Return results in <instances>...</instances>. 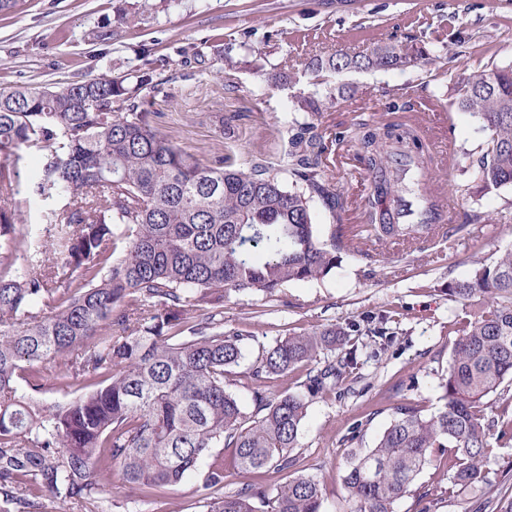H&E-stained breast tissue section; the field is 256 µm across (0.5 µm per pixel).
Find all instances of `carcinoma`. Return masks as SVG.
Segmentation results:
<instances>
[{"instance_id":"obj_1","label":"carcinoma","mask_w":512,"mask_h":512,"mask_svg":"<svg viewBox=\"0 0 512 512\" xmlns=\"http://www.w3.org/2000/svg\"><path fill=\"white\" fill-rule=\"evenodd\" d=\"M426 56L400 43L367 55L310 57L309 79L322 91L299 102L287 153L293 189L263 159L245 170L214 168L158 133L151 101L141 95L146 87L161 91L148 71L134 75L132 86L102 75L0 90V512H38L32 488L68 512H84L114 469L151 497L196 473L215 448L231 449L248 481L208 502L207 512H322L314 475L297 470L271 488L255 480L295 465L309 404L354 373L362 350L390 346L392 332L378 318L367 321L360 344L331 326L260 346L245 375L257 407L251 419L226 384L245 348L244 334L224 330V296L272 298L290 282L326 276L343 253L374 261L359 240L428 238L421 200L412 224L357 232L342 223L343 199L319 131L324 113L355 100L332 86V75L405 69ZM383 94L393 112L413 108L404 92ZM444 106L470 113L482 134L457 191L512 184V65L458 83ZM362 128L355 139L380 189L414 194L420 174L407 180L394 165L407 144H418L413 132ZM23 150L42 156L32 193L67 200L47 213L52 226L39 246L16 224L7 162ZM313 200L336 220L324 235L312 222ZM448 291L484 304L456 329L439 383L445 409L426 416L397 407L375 447L350 457L343 483L352 512H395L441 448L451 449L454 482L472 486L482 480L491 432L512 438V249L477 264ZM116 328L125 335L113 336ZM336 348L338 359L318 367L320 353ZM48 366L57 385L78 383L85 392L49 405L37 399ZM300 368L301 388L288 386V373ZM491 396L496 419L487 413ZM204 485L224 488V460H213Z\"/></svg>"}]
</instances>
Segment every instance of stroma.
I'll return each instance as SVG.
<instances>
[{"mask_svg":"<svg viewBox=\"0 0 512 512\" xmlns=\"http://www.w3.org/2000/svg\"><path fill=\"white\" fill-rule=\"evenodd\" d=\"M135 2L16 0L13 13L0 17V89L125 78L136 73L145 51L164 82L153 96L154 127L206 165L245 168L258 157L275 166L285 159L298 102L315 91L305 72L312 54L367 52L410 40L429 50L430 60L404 70L335 75L336 85L366 100L385 87L444 99L458 82L512 65V0H153L143 21L118 24V13ZM451 29L469 37L470 53L447 41ZM288 58L295 68L286 79ZM356 151L347 141L336 145L349 163L335 177L345 200L343 223L361 226L370 185ZM40 167V155L29 150L9 165L18 183L19 222L35 236L46 224V206L30 191ZM473 209L487 217L480 229L428 250H390L371 263L346 256L327 277L290 283L275 300L252 293L224 299L225 329L246 336L243 373L259 344L292 334L382 315L396 333L388 352L362 356L357 376L308 408L297 467L321 479L323 512H349L346 459L374 447L398 406L409 403L426 415L444 407L439 383L457 341L455 325L474 310L449 297L448 286L512 248V187L460 195L454 221ZM355 426L360 434L351 443ZM416 489L396 512H501L512 501V440L492 446L475 486H456L443 455ZM214 496L195 476L145 499L115 472L98 498L115 503V512H206Z\"/></svg>","mask_w":512,"mask_h":512,"instance_id":"stroma-1","label":"stroma"}]
</instances>
